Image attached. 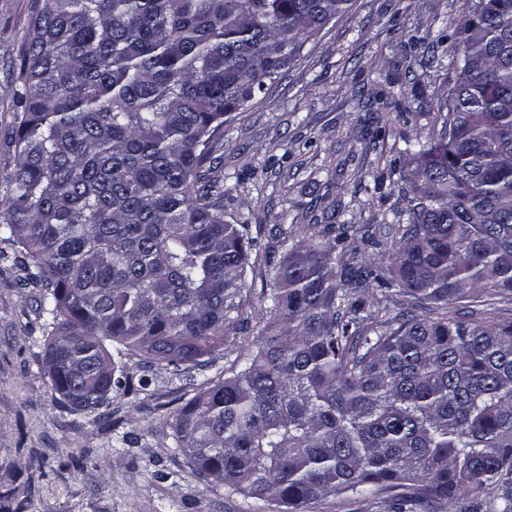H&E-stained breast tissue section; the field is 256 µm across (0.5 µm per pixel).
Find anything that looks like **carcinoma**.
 Masks as SVG:
<instances>
[{
	"mask_svg": "<svg viewBox=\"0 0 512 512\" xmlns=\"http://www.w3.org/2000/svg\"><path fill=\"white\" fill-rule=\"evenodd\" d=\"M19 64L0 241L39 289L45 372L73 414L132 384L121 358L194 371L175 448L209 486L283 512L389 494L438 512L484 486L512 512V321L452 305L512 296V0H474L428 67L459 65L416 156L386 268L327 224L271 265L255 350L205 376L246 286L247 226L224 221V122L352 0H41ZM449 42L452 54L438 52ZM375 282L414 309L360 323Z\"/></svg>",
	"mask_w": 512,
	"mask_h": 512,
	"instance_id": "carcinoma-1",
	"label": "carcinoma"
}]
</instances>
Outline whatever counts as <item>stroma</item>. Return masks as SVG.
<instances>
[{
  "label": "stroma",
  "mask_w": 512,
  "mask_h": 512,
  "mask_svg": "<svg viewBox=\"0 0 512 512\" xmlns=\"http://www.w3.org/2000/svg\"><path fill=\"white\" fill-rule=\"evenodd\" d=\"M38 0H0V214L15 165L16 68ZM466 0H355L307 41L289 68L224 125V218L248 225L243 322L224 327L234 352L254 349L270 317L267 262L339 210L348 224H390L403 203L396 186L411 168L405 141L439 129L438 112L458 69L422 66ZM0 260V495L14 490L26 512H274L268 503L207 487L172 441L169 412L197 391L166 367L144 370L148 392L111 393V425L62 404L42 367L38 292L17 285ZM139 447H121L122 433ZM170 471L165 481L156 470Z\"/></svg>",
  "instance_id": "1"
}]
</instances>
